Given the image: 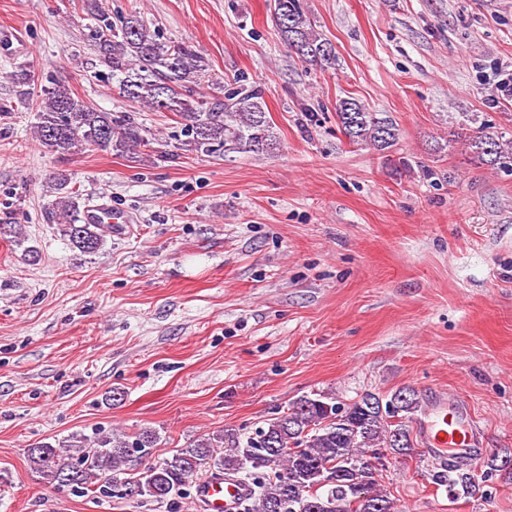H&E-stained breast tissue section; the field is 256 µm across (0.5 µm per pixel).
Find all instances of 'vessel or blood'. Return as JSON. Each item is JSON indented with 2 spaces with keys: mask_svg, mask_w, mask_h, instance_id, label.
Here are the masks:
<instances>
[{
  "mask_svg": "<svg viewBox=\"0 0 512 512\" xmlns=\"http://www.w3.org/2000/svg\"><path fill=\"white\" fill-rule=\"evenodd\" d=\"M81 220L100 225L106 234L117 238L132 234L135 224L131 214L112 208L101 197L84 206ZM419 434L425 453L440 465L459 449L475 447L477 428L467 409L449 408L445 397L435 394L429 398L427 410L419 421ZM247 494V486L221 478L203 482L196 488L205 512H237L239 502Z\"/></svg>",
  "mask_w": 512,
  "mask_h": 512,
  "instance_id": "vessel-or-blood-1",
  "label": "vessel or blood"
}]
</instances>
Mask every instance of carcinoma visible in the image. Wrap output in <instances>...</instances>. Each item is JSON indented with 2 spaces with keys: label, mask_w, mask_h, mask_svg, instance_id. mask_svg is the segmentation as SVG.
<instances>
[{
  "label": "carcinoma",
  "mask_w": 512,
  "mask_h": 512,
  "mask_svg": "<svg viewBox=\"0 0 512 512\" xmlns=\"http://www.w3.org/2000/svg\"><path fill=\"white\" fill-rule=\"evenodd\" d=\"M94 22V39L112 85L131 103L170 112L180 125L181 145L204 156L263 154L279 147L257 83H237L222 97L197 93L209 72L206 59L191 46L166 41L137 12L113 22L95 3L85 5ZM273 19L288 52L320 68L336 65V50L318 33L300 0H273ZM33 70L18 75V99L35 102V136L48 151L62 156L86 150L131 153L151 140L124 112H101L79 98L63 80ZM472 159L512 174V127L467 119ZM336 124L353 144L378 151L399 139L387 112H373L353 98L339 101ZM48 204L50 219L63 225L71 244L94 253L104 244L103 231L84 224L67 176L55 184ZM420 405L413 390L384 398L367 392L346 403L334 393L302 395L266 425L251 433L226 429L194 440L168 458L136 472L133 461L153 455L158 434L145 429L134 437L112 433H76L53 445L27 449L32 472L52 485L92 491L134 503L170 502L180 496L201 469L210 476L235 479L249 487L240 512H399L379 483L387 453L415 454L409 423ZM478 475L468 465L448 462L434 480L456 498L487 499L486 482L512 475V451L489 457Z\"/></svg>",
  "instance_id": "obj_1"
}]
</instances>
